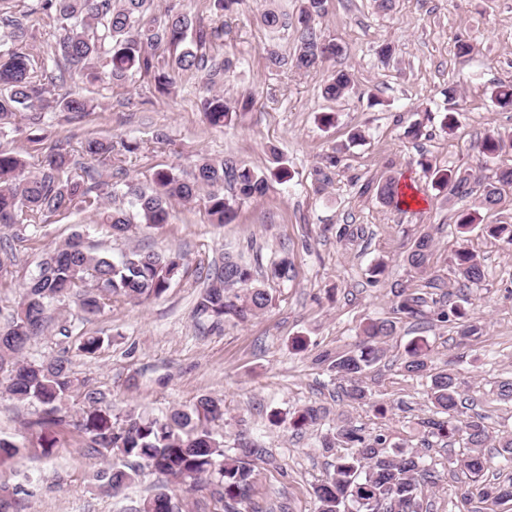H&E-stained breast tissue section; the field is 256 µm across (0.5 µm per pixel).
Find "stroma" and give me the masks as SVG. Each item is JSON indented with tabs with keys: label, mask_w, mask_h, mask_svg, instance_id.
<instances>
[{
	"label": "stroma",
	"mask_w": 512,
	"mask_h": 512,
	"mask_svg": "<svg viewBox=\"0 0 512 512\" xmlns=\"http://www.w3.org/2000/svg\"><path fill=\"white\" fill-rule=\"evenodd\" d=\"M175 5L194 25H223L224 37L210 53L232 59L234 66L219 91L230 99L251 91V112L234 125L212 127L198 107L202 81L197 76L177 77L166 98L157 97L152 81L138 75L79 81L72 89L89 100L88 113L78 117L57 107L45 109L34 137L24 118L16 117L0 129V151L22 156L35 169L61 146L71 155L69 176L82 174L92 163L102 182L121 177L146 187L157 169L189 177L205 158L233 156L262 169L274 145L286 154L291 178L241 202L229 224L211 223L199 198L173 204L163 227L136 224L122 238L96 224L92 212L77 209L47 217L19 235L0 228L18 261L0 276V311L5 313L19 300L22 263L76 232L86 245L115 259L134 248L184 257V277L160 299L118 300L87 321L73 301L57 303L51 316L73 323L72 338L63 344L47 331L32 344L28 358L40 361L69 348L75 377L105 391L118 413L136 409L162 416L204 394L223 398L224 419L213 429L223 434L225 452H232L242 436L265 450L239 512H316L313 488L332 474L336 460L320 440L337 416H347L364 433L382 430L393 441L419 446L420 423L429 415L426 382L401 370L405 346L416 336L427 338L434 366L456 365L461 388L477 398L476 411L490 436L512 432V399L500 394L501 382L512 381V248L478 231L460 237L457 213L469 208V201L442 203L418 164L424 157L440 168L483 177L512 166L511 150L484 166L475 150L487 133L512 132V111L491 98L498 84L512 83V0H395L385 13L376 10L374 0H329L318 27L346 53L307 73L268 66L267 49L292 54L296 34L288 30L274 36L260 23L264 9L294 13L300 0H243L221 18L210 0H153V12L162 18ZM0 11L21 18L27 49L36 59L66 67L56 49L57 27L39 11L37 0H5ZM460 40L473 44L471 54L457 55ZM385 43L395 48L388 61L377 54ZM336 70L350 72L356 84L355 93L339 102L322 94ZM450 87L460 97L461 110L457 128L449 133L442 119ZM371 95L380 106L369 107ZM323 112L335 113V126L320 124ZM415 121L422 123L423 134L412 140L404 130ZM358 128L365 130V141L348 145ZM91 136L133 140L141 148L123 154L117 166L108 158L93 161L82 151ZM341 144L347 150L331 181L319 183L314 170L321 157ZM389 176L412 184L417 204L395 209L380 203L375 187ZM425 232L436 243L427 276L406 262L409 247ZM462 246L474 251L486 270L484 281L466 289L448 263ZM284 249L293 277L271 286L272 302L263 313L245 321L225 319L220 331L196 317L199 276L208 263L229 253L265 265ZM380 259L387 270L375 283L369 270ZM400 286L426 296L423 317L394 312V290ZM463 297L471 321L481 328L465 343L455 325L436 318ZM371 318L395 321L396 334L386 343L385 361L364 378L371 404H357L343 397L341 379L322 357L354 349L361 326ZM81 335L102 336L106 342L86 357L75 349ZM297 337L305 339V349L293 347ZM376 402L386 406V415L373 410ZM310 405L326 409V416L293 428L294 415ZM36 416L34 405L0 398V436L36 440L38 431L30 426ZM59 439L52 456L31 454L0 463V484L21 489L18 512H123L148 496L159 479L146 472L112 497L93 478L97 462L85 454L83 437L67 428ZM462 451L461 445L446 448L437 440L426 449L435 475L427 492L429 512H459L463 484L456 460Z\"/></svg>",
	"instance_id": "obj_1"
}]
</instances>
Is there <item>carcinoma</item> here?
I'll return each instance as SVG.
<instances>
[{
	"instance_id": "1",
	"label": "carcinoma",
	"mask_w": 512,
	"mask_h": 512,
	"mask_svg": "<svg viewBox=\"0 0 512 512\" xmlns=\"http://www.w3.org/2000/svg\"><path fill=\"white\" fill-rule=\"evenodd\" d=\"M40 10L60 22L58 49L72 69H61L55 76L47 74L44 63L21 48L25 37L23 23L5 18L14 44L0 52V125L11 123L17 112L26 110L29 128L37 129L47 90L45 83L56 81L65 85L77 78L97 82L106 75L113 80L132 74L148 75L155 90L166 95L175 75L199 74L205 89L198 107L213 126L231 125L239 114L254 108L255 100L250 94L229 100L213 92L231 62L211 59L204 49L207 43L224 34L222 26L198 28L190 37L191 21L186 13L173 9L161 21L151 14V0H40ZM326 11L327 0H301L292 22L286 13L264 11L261 20L267 29L279 32L292 25L297 33L293 55L287 58L270 50L269 66L279 68L289 63L298 70L310 71L343 55L345 47L326 39L317 29L318 19ZM354 90L353 76L340 70L328 77L322 94L339 101ZM447 96L452 107L448 108L442 126L451 131L457 123L459 101L451 87ZM492 99L499 107L512 109V84L497 86ZM56 106L78 116L89 111L88 101L71 90L56 100ZM507 148L512 149V133L492 132L480 141L478 153L483 159H493ZM84 151L99 158L114 152L115 146L93 137L85 141ZM342 152L343 148L335 147L322 158L316 169L321 181L330 180ZM270 159L271 165L264 170L246 166L233 157L218 162L204 159L191 180L171 169H158L147 190L126 184L124 196L130 198L136 210L131 214L120 207L106 206L98 193L94 169L83 168L80 180L67 176L70 159L63 148L45 159L35 172L28 170L21 156L0 152V226L22 230L46 216L77 208L95 212L98 223L106 225L112 234L122 236L136 219L149 226L168 223L172 203H189L203 190L212 223L228 224L236 217L237 202L266 194L273 182L289 180L290 170L283 153L272 147ZM418 164L430 176L443 201L473 199V205L457 215L459 233L468 234L477 228L512 245V224H484L479 213L481 209L495 208L502 190L512 186V167L499 168L486 180L466 170L437 168L424 157ZM376 196L384 205L398 208L405 202L406 192L398 179L388 177L377 184ZM434 252L433 236L424 233L410 246L407 263L423 274L431 268ZM291 267L286 254L258 269L229 255L215 261L205 272V285L198 295L195 313L211 319L214 330L221 328L226 317L243 321L256 316L271 303L267 285L288 279ZM450 268L464 288L486 277L481 261L465 247L455 250ZM183 272V257L179 253L159 254L135 248L115 261L86 246L80 234L44 251L24 276L16 309L0 324L4 391L18 401L36 405V425L46 430L65 422L62 404L68 398L79 399L81 412L75 427L87 438V455L112 458L95 473L104 490L118 494L150 469L191 489L204 478L210 481L212 495L223 503L224 512H237L236 504L250 491L255 462L261 458L262 449L243 442L237 454L224 455V441L209 429L210 423L224 419L222 398L201 395L163 418L129 412L121 419L112 412L105 392L78 381L66 355L38 364L25 360L27 346L48 329L47 312L52 304L72 299L83 316H94L117 298L135 303L159 299L180 280ZM426 304L423 295L407 287L396 291L398 313L417 318ZM438 318L456 324L463 341L478 331L462 303L440 311ZM395 331L393 321L372 319L362 327L357 349L338 354L330 361V368L346 382L345 397L354 401L367 398L361 377L384 359V339ZM402 369L411 376L427 379L431 415L423 420L425 436L446 439L450 444L459 438L465 440L467 453L460 460V469L467 479V488L461 493L462 501L494 505L512 501V435L498 438L494 450L502 467L494 480L487 479L491 456L485 447L489 433L482 415L459 418V408L466 405V399L461 396L458 371L452 367L432 368L428 341L423 336L407 343ZM321 446L327 451L344 448L346 452L336 455L333 474L313 489L318 512H423L429 474L417 449L393 442L385 433L366 435L342 417L336 419L333 432L322 437ZM26 451L27 446L0 438L1 459H22ZM131 512H182V507L168 486L160 485Z\"/></svg>"
}]
</instances>
